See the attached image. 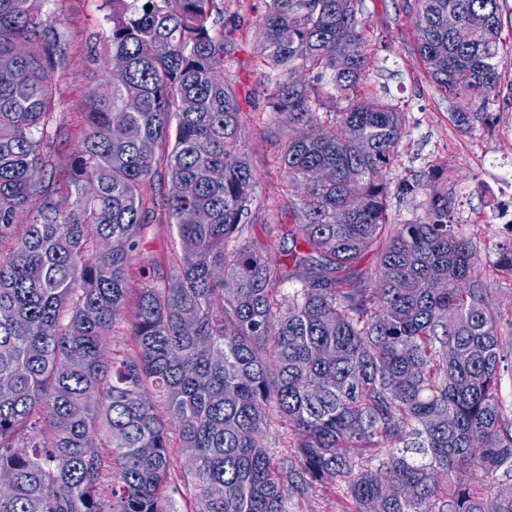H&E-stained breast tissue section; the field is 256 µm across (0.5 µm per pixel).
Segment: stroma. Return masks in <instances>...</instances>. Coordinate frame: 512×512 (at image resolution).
I'll list each match as a JSON object with an SVG mask.
<instances>
[{"label":"stroma","mask_w":512,"mask_h":512,"mask_svg":"<svg viewBox=\"0 0 512 512\" xmlns=\"http://www.w3.org/2000/svg\"><path fill=\"white\" fill-rule=\"evenodd\" d=\"M101 0H50L48 9L60 19L68 47L67 69L54 87L58 121L66 138L56 145L53 160L62 167L86 128L85 99L97 80L87 56L105 50L108 26ZM224 26H238L236 41L224 55V76L236 85L247 137L245 150L259 174L248 237L262 240L272 259L285 258L293 243L276 225L284 205L279 142L284 132L264 107L263 88L271 78L257 66L251 51L250 30L264 11V0H222ZM362 17L370 40V66L365 84L407 115V135L389 174L387 213L395 224L425 219L430 194L448 196V214L470 237L480 256L482 282L504 309L512 308V281L498 267L500 246L507 237L493 221L497 206L492 191L493 170L485 162L495 157L498 168L512 169V96L501 93L486 106L487 116L472 133L459 132L452 122L458 102L431 83L416 52L415 0H363ZM173 239L164 224L145 228L142 259L155 278L168 276L167 258ZM351 502L345 486L335 479L306 491L289 490L285 512H346Z\"/></svg>","instance_id":"35a3bbf8"}]
</instances>
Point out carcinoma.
Returning <instances> with one entry per match:
<instances>
[{
	"mask_svg": "<svg viewBox=\"0 0 512 512\" xmlns=\"http://www.w3.org/2000/svg\"><path fill=\"white\" fill-rule=\"evenodd\" d=\"M44 2L0 0V71L15 76L0 84V375L14 377L0 388V471L13 477L0 512H166L177 453L197 462L184 473L195 512H284L289 481L326 477L353 512H512L497 494L512 473L500 394L512 319L448 223V198L423 222L388 217L406 118L360 92L358 0H265L252 32L288 126L286 262L245 236L259 176L224 79L237 28L214 31L216 0H102L109 50L89 58L105 78L60 170L52 97L68 57ZM415 28L435 87L462 101L454 125L472 131L483 115L466 100L499 97L508 66L500 0H417ZM321 81L346 105H327ZM326 118L340 131L311 138ZM152 221L174 236L169 280L143 266L133 294ZM372 251L370 291L345 271ZM122 323L119 352L108 341ZM273 414L295 438L289 466L266 450Z\"/></svg>",
	"mask_w": 512,
	"mask_h": 512,
	"instance_id": "1",
	"label": "carcinoma"
}]
</instances>
